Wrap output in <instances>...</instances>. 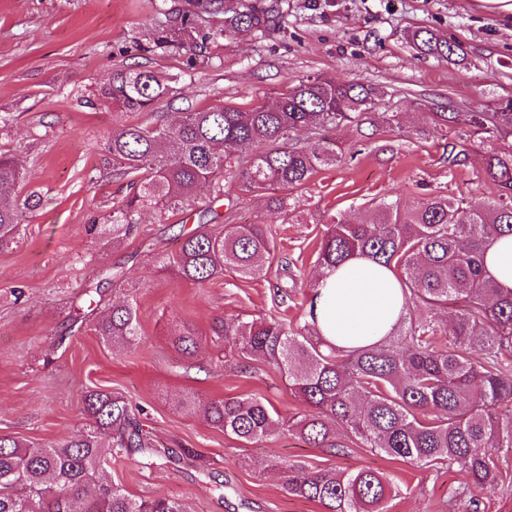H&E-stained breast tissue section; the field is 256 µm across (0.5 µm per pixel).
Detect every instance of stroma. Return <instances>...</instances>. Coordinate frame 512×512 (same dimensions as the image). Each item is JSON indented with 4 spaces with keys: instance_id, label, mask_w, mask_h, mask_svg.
I'll return each mask as SVG.
<instances>
[{
    "instance_id": "stroma-1",
    "label": "stroma",
    "mask_w": 512,
    "mask_h": 512,
    "mask_svg": "<svg viewBox=\"0 0 512 512\" xmlns=\"http://www.w3.org/2000/svg\"><path fill=\"white\" fill-rule=\"evenodd\" d=\"M284 17L266 32L240 29L206 42L208 62L151 50L155 32L176 25L186 0H0V114L8 116L0 147L28 171L21 195L38 194L13 242L0 247V435L51 445L88 425L85 391L127 398L156 447L180 463L146 466L131 452L113 461L112 481L129 494L168 496L187 512H321L283 488L280 464L308 470L368 468L408 490L391 512H467L450 499L467 485L458 471H435L395 461L358 445L341 455L305 444L283 429L245 443L213 428L183 400L231 396L267 399L281 420L304 412L278 368L243 360L214 327L231 318L303 315L316 281L317 250L327 224L369 220L373 205L392 196L409 210L434 196L492 202L484 171L485 144L462 124L435 123L437 112H496L512 99V12L498 0H243ZM426 28L461 45L442 58L418 53L408 36ZM144 68L174 88L158 114H122L97 97L121 68ZM316 77L358 81L386 90L381 112L403 115L400 127H344L335 167L305 185L248 191L228 185L209 202L201 188L192 209L159 216L144 212L141 231L121 243L90 233L108 224L130 192L127 181L104 173L103 143L112 129L181 112L271 101L275 91ZM281 196L287 216L271 211ZM259 224L275 252L260 277L233 271L198 285L159 257L179 248L181 230L210 219ZM125 279L105 285L112 304L133 299L139 343L115 349L85 320L102 270ZM288 291L281 301L277 288ZM200 338L185 355L172 344L181 327ZM199 460L181 457L182 449Z\"/></svg>"
}]
</instances>
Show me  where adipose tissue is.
I'll return each instance as SVG.
<instances>
[{"label": "adipose tissue", "instance_id": "1", "mask_svg": "<svg viewBox=\"0 0 512 512\" xmlns=\"http://www.w3.org/2000/svg\"><path fill=\"white\" fill-rule=\"evenodd\" d=\"M403 304L394 275L356 256L340 267L319 272L315 326L321 339L331 345L370 344L391 331Z\"/></svg>", "mask_w": 512, "mask_h": 512}]
</instances>
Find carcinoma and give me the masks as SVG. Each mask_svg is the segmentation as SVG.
<instances>
[{
    "mask_svg": "<svg viewBox=\"0 0 512 512\" xmlns=\"http://www.w3.org/2000/svg\"><path fill=\"white\" fill-rule=\"evenodd\" d=\"M223 10V0H191L180 23L161 28L155 48L189 52L191 67L206 63L197 50L198 19ZM232 28L264 32L268 16L249 6L231 10ZM416 48L450 56L462 50L428 30L413 35ZM173 87L148 70L121 69L99 89V97L122 113L153 112ZM381 90L356 81L314 78L288 86L270 103L249 108L216 106L184 112L175 125L131 124L112 131L102 163L112 177L132 188L113 207L112 223L91 225L112 241L140 231L145 210L174 212L195 202L206 187L213 198L224 185L247 191L276 184L300 186L336 165L341 127H360ZM446 123L462 122L485 142L512 133V102L500 112H438ZM312 134L308 148L290 143L292 133ZM485 173L495 184L492 203L431 197L411 210L382 198L365 223L335 220L326 226L316 262L335 268L358 253L397 276L404 296L427 309L405 317L381 340L362 347L324 348L313 334L314 303L293 320L228 319L220 332L243 358L276 366L289 392L308 411L288 420V430L315 448L339 453L348 443L422 468L465 473L472 482L458 496L476 504L474 490L504 481L497 449L512 448V290L503 291L484 269L486 252L512 235V148L490 147ZM26 178L12 153L0 152V244L21 223L12 190ZM178 253L157 261L176 266L181 277L204 284L231 268L244 277L263 273L274 245L258 224H226L219 231L182 233ZM462 308L443 326L441 310ZM97 335L114 347L140 340L136 303L112 306L95 323ZM174 345L187 352L198 338L187 326ZM212 427L249 443L276 428L270 403L259 397H224L202 404ZM83 412L93 425L50 446H33L0 436V512H185L176 498H136L103 477L112 458L135 448L149 461L166 457L135 421L130 403L104 390H89ZM288 494L319 504L323 512H390L402 488L371 469L309 472L297 463L281 465Z\"/></svg>",
    "mask_w": 512,
    "mask_h": 512,
    "instance_id": "cac0c4a2",
    "label": "carcinoma"
}]
</instances>
